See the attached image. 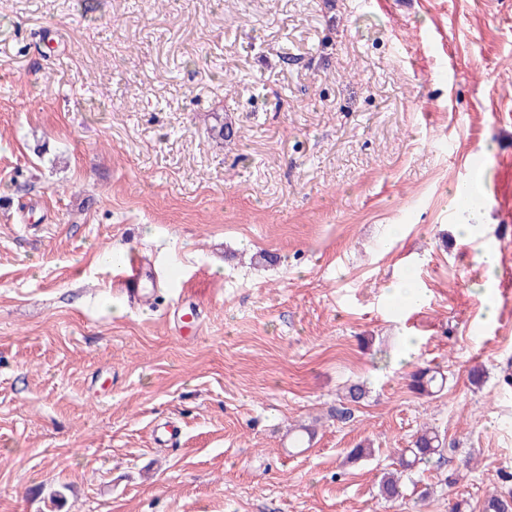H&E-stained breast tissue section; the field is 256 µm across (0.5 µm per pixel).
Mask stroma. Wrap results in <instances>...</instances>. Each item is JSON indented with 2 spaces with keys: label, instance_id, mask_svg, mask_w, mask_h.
Returning <instances> with one entry per match:
<instances>
[{
  "label": "stroma",
  "instance_id": "35a3bbf8",
  "mask_svg": "<svg viewBox=\"0 0 512 512\" xmlns=\"http://www.w3.org/2000/svg\"><path fill=\"white\" fill-rule=\"evenodd\" d=\"M509 373L512 0H0V512H481ZM425 424L443 458L380 499ZM210 115L212 119V122L209 125L211 138L221 145H224V143H230L235 136V130L232 122L228 121L227 118L224 117V113L213 112ZM154 273L137 255L132 254L121 276L122 287L129 299L140 302L149 292L148 283H153ZM446 383L447 377L443 372L425 367L410 375L409 386L420 395L433 397L444 390Z\"/></svg>",
  "mask_w": 512,
  "mask_h": 512
}]
</instances>
